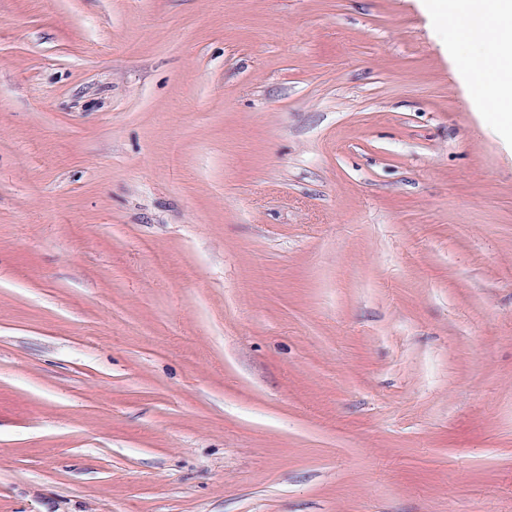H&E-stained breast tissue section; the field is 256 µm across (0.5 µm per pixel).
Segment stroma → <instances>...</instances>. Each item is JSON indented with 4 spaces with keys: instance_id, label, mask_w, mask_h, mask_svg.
Instances as JSON below:
<instances>
[{
    "instance_id": "stroma-1",
    "label": "stroma",
    "mask_w": 512,
    "mask_h": 512,
    "mask_svg": "<svg viewBox=\"0 0 512 512\" xmlns=\"http://www.w3.org/2000/svg\"><path fill=\"white\" fill-rule=\"evenodd\" d=\"M423 0H0V512H512V137Z\"/></svg>"
}]
</instances>
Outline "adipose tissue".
Instances as JSON below:
<instances>
[{
	"instance_id": "ef3b65f1",
	"label": "adipose tissue",
	"mask_w": 512,
	"mask_h": 512,
	"mask_svg": "<svg viewBox=\"0 0 512 512\" xmlns=\"http://www.w3.org/2000/svg\"><path fill=\"white\" fill-rule=\"evenodd\" d=\"M483 0H428L438 20L447 21L443 35L458 65L469 72H489L493 81L479 96L498 115L503 133L512 134V0H494L483 8ZM467 16L466 26L455 25L456 16Z\"/></svg>"
}]
</instances>
